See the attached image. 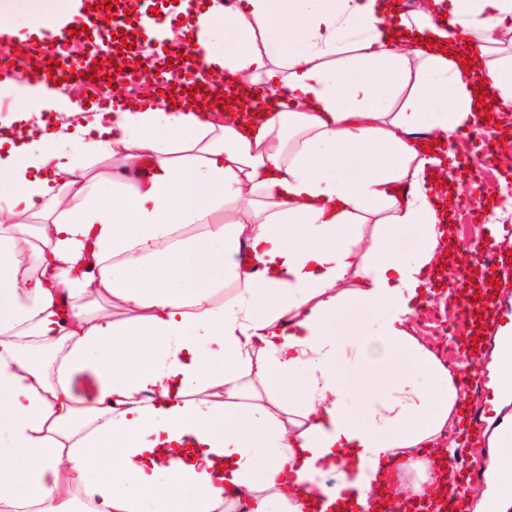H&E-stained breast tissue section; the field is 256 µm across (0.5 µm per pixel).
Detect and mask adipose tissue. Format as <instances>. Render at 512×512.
Here are the masks:
<instances>
[{
  "mask_svg": "<svg viewBox=\"0 0 512 512\" xmlns=\"http://www.w3.org/2000/svg\"><path fill=\"white\" fill-rule=\"evenodd\" d=\"M71 5L0 0V25L27 19L38 36ZM140 25L147 39L194 31V63L247 112L218 123L198 101L120 96L107 123L39 136L23 106L18 135L0 138L6 220L81 192L74 151L123 152L110 199L44 224L35 247L0 233V489L24 491L13 512H73L79 493L92 512H306L318 497L367 512L383 490L398 502L408 471L415 493L451 486L419 452L454 457L445 437L466 394L409 321L447 247L445 144L481 125L477 87L512 111L500 52L512 0L409 13L396 0H200L185 26ZM193 225L204 233L182 235ZM395 225L416 228L415 249L384 246ZM136 250L117 276L115 258ZM228 277L237 295L216 301ZM84 293L132 313L87 314ZM203 385L223 400H190ZM121 479L138 493L115 495Z\"/></svg>",
  "mask_w": 512,
  "mask_h": 512,
  "instance_id": "ef3b65f1",
  "label": "adipose tissue"
}]
</instances>
